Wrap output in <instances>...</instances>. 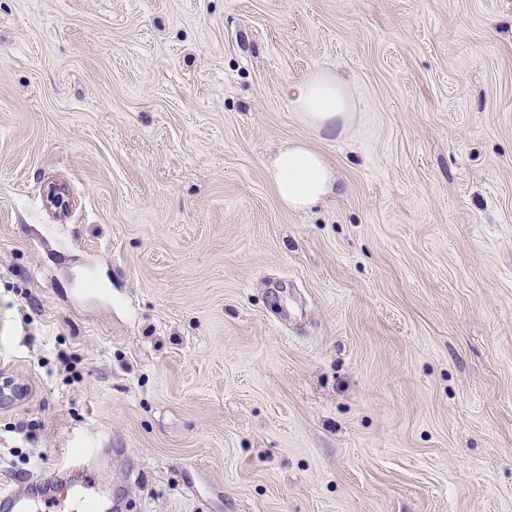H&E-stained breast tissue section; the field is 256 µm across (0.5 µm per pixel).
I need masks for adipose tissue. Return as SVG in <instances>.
Listing matches in <instances>:
<instances>
[{"mask_svg":"<svg viewBox=\"0 0 512 512\" xmlns=\"http://www.w3.org/2000/svg\"><path fill=\"white\" fill-rule=\"evenodd\" d=\"M302 122L316 130L336 131L347 120L351 101L345 86L333 75L318 72L287 89ZM282 206L301 212L331 194L334 169L326 157L304 143L283 150L267 171Z\"/></svg>","mask_w":512,"mask_h":512,"instance_id":"ef3b65f1","label":"adipose tissue"}]
</instances>
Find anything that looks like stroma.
<instances>
[{
  "mask_svg": "<svg viewBox=\"0 0 512 512\" xmlns=\"http://www.w3.org/2000/svg\"><path fill=\"white\" fill-rule=\"evenodd\" d=\"M1 378L0 490L512 512V0H0ZM299 118L316 130L335 132L344 128L351 108L346 87L331 74L314 73L287 89ZM282 206L302 212L334 191L336 176L326 157L305 143L283 150L267 170Z\"/></svg>",
  "mask_w": 512,
  "mask_h": 512,
  "instance_id": "stroma-1",
  "label": "stroma"
}]
</instances>
